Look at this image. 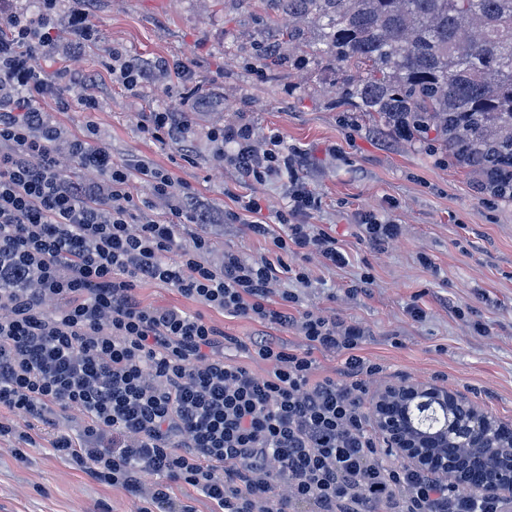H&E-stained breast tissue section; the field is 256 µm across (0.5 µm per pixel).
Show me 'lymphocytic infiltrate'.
<instances>
[{
  "label": "lymphocytic infiltrate",
  "instance_id": "1",
  "mask_svg": "<svg viewBox=\"0 0 512 512\" xmlns=\"http://www.w3.org/2000/svg\"><path fill=\"white\" fill-rule=\"evenodd\" d=\"M91 0H0V441L18 458L49 448L90 479L124 491L137 512H512L481 491L449 488L441 475L393 464L368 416L366 379L379 370L361 353L368 328L301 309L285 288L306 285L298 253L327 268L351 254L331 228L312 224L317 200L297 174L299 152L253 128L212 126L196 134L172 112L141 125L169 138L192 162L198 137L245 181L288 183L276 223L261 197L219 209L153 158L114 161L104 138L72 133L39 102L53 87L36 56L80 57L98 34ZM76 35L60 45L58 25ZM113 81L133 89L156 76L192 78L187 64L145 66L113 54ZM99 172L83 182L60 164ZM149 195H134L133 185ZM237 224L270 240L250 258L215 249L211 227ZM359 240L376 249L401 227L373 208L357 213ZM147 284L200 304H144ZM244 318L258 333L244 359L206 311ZM302 336L305 349L282 335ZM344 358L336 376H315V353ZM80 417L77 431L61 414Z\"/></svg>",
  "mask_w": 512,
  "mask_h": 512
}]
</instances>
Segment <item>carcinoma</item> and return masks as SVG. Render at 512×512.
Returning <instances> with one entry per match:
<instances>
[{"instance_id": "cac0c4a2", "label": "carcinoma", "mask_w": 512, "mask_h": 512, "mask_svg": "<svg viewBox=\"0 0 512 512\" xmlns=\"http://www.w3.org/2000/svg\"><path fill=\"white\" fill-rule=\"evenodd\" d=\"M297 67L326 61L336 110L441 147L512 201V0H259Z\"/></svg>"}]
</instances>
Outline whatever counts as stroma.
<instances>
[{
  "label": "stroma",
  "instance_id": "35a3bbf8",
  "mask_svg": "<svg viewBox=\"0 0 512 512\" xmlns=\"http://www.w3.org/2000/svg\"><path fill=\"white\" fill-rule=\"evenodd\" d=\"M92 22L98 38L78 60H38L55 82L43 108L67 100L58 116L66 129L95 125L111 139L116 161L150 155L227 207L253 186L216 163L205 142H197L193 163L184 162L176 145L141 132L137 113L167 109L197 128L240 122L260 133L278 131L282 151L298 148L307 157L302 176L318 201L310 223L332 227L354 255L343 270L289 255L288 264L311 271L310 284L297 288L302 307L368 327L363 353L382 367L367 380L369 394L428 381L512 422V202L486 194L468 170L430 152L436 131L422 145L378 130L361 115L343 119L326 68L295 69L285 47L276 63L255 55L259 41H275V26L243 0H96ZM114 48L145 62L187 63L193 79L132 93L113 83L107 69ZM68 66L95 76L100 111H83L78 89L63 75ZM192 94L207 99L208 108L188 111L185 98ZM367 206L401 224V235L378 249L360 243L355 214ZM424 256L430 266L421 264ZM366 272L373 278L369 294L348 295L351 279ZM412 303L426 310L425 319L407 316ZM477 320L488 333L474 329ZM135 509L121 490L92 481L51 449H30L22 460L0 444V512Z\"/></svg>",
  "mask_w": 512,
  "mask_h": 512
}]
</instances>
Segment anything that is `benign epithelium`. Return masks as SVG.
I'll return each mask as SVG.
<instances>
[{
  "instance_id": "obj_1",
  "label": "benign epithelium",
  "mask_w": 512,
  "mask_h": 512,
  "mask_svg": "<svg viewBox=\"0 0 512 512\" xmlns=\"http://www.w3.org/2000/svg\"><path fill=\"white\" fill-rule=\"evenodd\" d=\"M370 420L386 447L414 468L461 486L481 478L512 500V423L444 386L409 381L378 391Z\"/></svg>"
}]
</instances>
